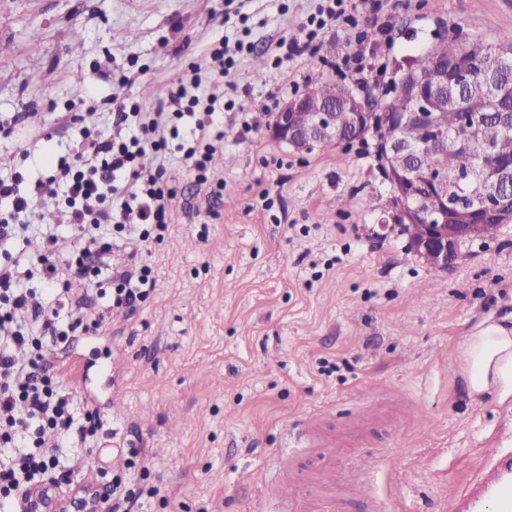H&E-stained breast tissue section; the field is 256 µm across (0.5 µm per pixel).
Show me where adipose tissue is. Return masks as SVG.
Instances as JSON below:
<instances>
[{
    "label": "adipose tissue",
    "mask_w": 512,
    "mask_h": 512,
    "mask_svg": "<svg viewBox=\"0 0 512 512\" xmlns=\"http://www.w3.org/2000/svg\"><path fill=\"white\" fill-rule=\"evenodd\" d=\"M471 397L512 402V327L495 323L467 336L460 351Z\"/></svg>",
    "instance_id": "obj_1"
}]
</instances>
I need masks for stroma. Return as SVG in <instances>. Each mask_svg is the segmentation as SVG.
Segmentation results:
<instances>
[{
	"label": "stroma",
	"mask_w": 512,
	"mask_h": 512,
	"mask_svg": "<svg viewBox=\"0 0 512 512\" xmlns=\"http://www.w3.org/2000/svg\"><path fill=\"white\" fill-rule=\"evenodd\" d=\"M348 3L354 33L327 23L319 52L292 57L320 0H0V178L23 190L38 174L22 150L64 155L125 103L167 111L176 71L218 37L251 45L211 183L167 167L171 222L137 255L155 290L55 349L81 408L104 420L57 469L62 491L89 480L111 506L133 445L138 512H278L292 457L303 487L358 470L383 512H448L487 449L512 453V405L468 395L459 351L512 315V223L435 274L394 222L374 138L297 153L268 132L271 105L312 74L379 103L437 34L498 42L512 0H384L379 17L370 0ZM360 32L368 70L337 75ZM320 414L343 446L310 455L303 433ZM366 496L345 512H369Z\"/></svg>",
	"instance_id": "1"
}]
</instances>
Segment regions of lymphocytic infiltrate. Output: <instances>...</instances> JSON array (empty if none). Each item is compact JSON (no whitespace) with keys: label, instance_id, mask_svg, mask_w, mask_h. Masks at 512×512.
Returning <instances> with one entry per match:
<instances>
[{"label":"lymphocytic infiltrate","instance_id":"lymphocytic-infiltrate-1","mask_svg":"<svg viewBox=\"0 0 512 512\" xmlns=\"http://www.w3.org/2000/svg\"><path fill=\"white\" fill-rule=\"evenodd\" d=\"M242 50L223 39L206 65L178 70L171 111L133 106L118 112L115 124L126 127V135L84 129L83 151L50 160L47 180H35L27 193L0 180V239L25 236L37 195L44 184L54 185L58 208L44 244L62 261L40 266L59 295L71 299L68 314L50 301L35 308L30 323H19L16 310L33 296L22 285L26 256L16 254L0 265V503L10 512H21L31 483L58 467L65 451L86 445L100 427L96 414H77L76 389L48 375L42 358L44 346L67 340L86 315V297L72 281L107 276L116 308H134L149 296L155 279L148 266L137 265L134 249L166 231L170 220L177 193L165 178L163 160L177 153L183 168L206 181L215 144L224 138L220 114L233 87V55ZM119 238L132 247L121 267L112 263ZM18 347L28 350L27 362H16Z\"/></svg>","mask_w":512,"mask_h":512}]
</instances>
